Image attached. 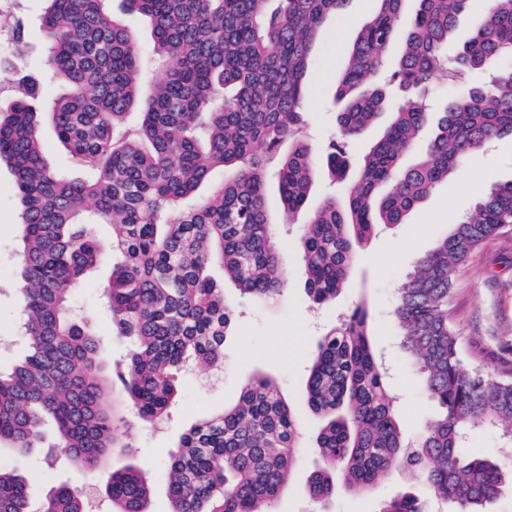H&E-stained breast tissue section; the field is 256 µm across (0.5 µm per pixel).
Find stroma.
Returning a JSON list of instances; mask_svg holds the SVG:
<instances>
[{
    "instance_id": "stroma-1",
    "label": "stroma",
    "mask_w": 512,
    "mask_h": 512,
    "mask_svg": "<svg viewBox=\"0 0 512 512\" xmlns=\"http://www.w3.org/2000/svg\"><path fill=\"white\" fill-rule=\"evenodd\" d=\"M373 0H350L343 15L328 18L313 48L314 63L307 74L310 97L304 130L310 141L324 144L335 133L336 109L331 93L342 72L352 43L368 20ZM42 0H17L6 25L23 19L27 48L22 59L0 60V105L13 97L16 70L39 80L46 93L59 92V83L45 72ZM512 180V139L474 152L447 181L439 184L406 221L379 228L367 244L363 259L350 276L347 288L329 304L318 306L309 298L302 261L301 234L305 214L282 222L279 199L269 195L268 208L279 231L270 246L278 254L285 273V291L273 304L240 295L221 267L211 275L224 286V296L234 308L232 329L224 344L221 368L199 366L196 373H178V395L158 424L141 421L132 406H125L120 424L127 447L111 460L113 467L135 458L152 470L153 512H165L168 493L169 455L175 451L184 430L192 423L220 413L237 401L253 374L275 378L293 406L300 424L297 464L277 499L275 512H316L308 497V480L319 466L315 454L321 421L307 406L306 383L312 355L320 338L337 326L356 306H367L370 328L377 349L390 369L389 385L402 404L401 419L409 439H417L422 422L432 408L422 380L398 346V327L392 316L395 290L402 278L438 240L449 233L450 218L464 217L495 182ZM19 207L14 177L0 163V369L12 366L24 349L18 331L23 317L18 267L20 238ZM112 273L111 261L91 270L77 287L75 303L85 321L100 335L99 356L107 362L123 356L125 338L113 335L100 296ZM449 306L456 330L467 351L491 369L512 361V225L476 250L462 266ZM0 461L26 475L33 502H40L54 485L82 484L87 475L65 463H53L41 452L16 456L0 452ZM397 493L418 498L423 512H441L426 485L419 479L393 472L376 492L362 493L337 488L328 512H379L382 499Z\"/></svg>"
}]
</instances>
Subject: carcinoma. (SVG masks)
I'll list each match as a JSON object with an SVG mask.
<instances>
[{
  "label": "carcinoma",
  "mask_w": 512,
  "mask_h": 512,
  "mask_svg": "<svg viewBox=\"0 0 512 512\" xmlns=\"http://www.w3.org/2000/svg\"><path fill=\"white\" fill-rule=\"evenodd\" d=\"M47 63L66 84L43 110L38 89L15 79L0 108V160L10 166L20 204L19 278L26 349L0 370V449L41 451L97 471L127 444L115 394L139 418H163L177 396L175 374L224 358L233 309L209 275L218 264L255 301L282 296L285 280L269 247L267 207L277 189L283 216L306 210L318 163L341 182L307 214L301 236L307 291L316 304L348 284L377 227L405 223L435 186L485 144L512 137V0H489L456 62L448 40L470 0H376L336 83L337 138L315 147L302 133L305 75L324 20L348 0H123L148 18L153 52L165 68L146 81L140 50L108 0H46ZM400 41L389 82L402 92L382 135L345 181L346 147L373 126L388 99L372 84ZM487 70V85L447 98L438 116L427 92L436 73ZM50 123L82 176L53 166L41 143ZM292 143L281 152L284 142ZM224 182L198 197L212 172ZM112 226L119 261L103 288L112 330L131 339L109 380L96 361L99 335L73 306L75 288L103 259L94 226ZM512 224V180L495 183L449 234L423 255L396 291L400 348L420 374L436 413L411 443L361 305L321 338L307 380L309 409L323 418L309 479L324 506L336 484L377 491L395 469L421 478L451 512H488L509 477L501 465L463 453L468 432L499 430L512 446V370L474 365L448 300L457 272L486 240ZM299 428L279 384L258 375L238 401L192 424L170 456L166 512H274L295 464ZM109 512H148L149 470L106 472ZM96 484L49 489L41 512H89ZM36 509V510H38ZM27 478L0 463V512H36ZM379 512H421L409 493Z\"/></svg>",
  "instance_id": "1"
}]
</instances>
